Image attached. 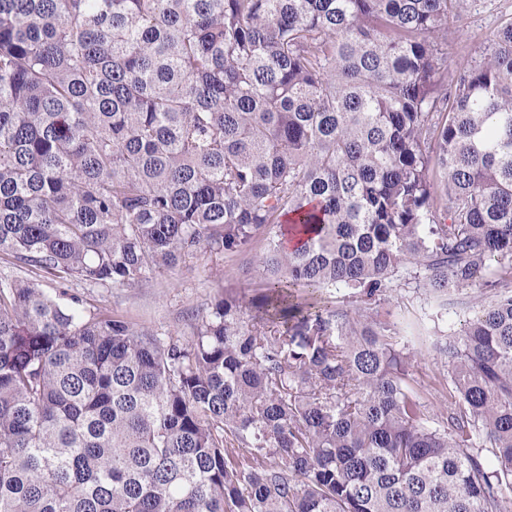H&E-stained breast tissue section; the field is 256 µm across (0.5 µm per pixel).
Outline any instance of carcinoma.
I'll list each match as a JSON object with an SVG mask.
<instances>
[{"label":"carcinoma","mask_w":512,"mask_h":512,"mask_svg":"<svg viewBox=\"0 0 512 512\" xmlns=\"http://www.w3.org/2000/svg\"><path fill=\"white\" fill-rule=\"evenodd\" d=\"M480 0H0V254L136 287L261 237L189 343L0 287V512H503L512 20ZM426 409L392 288L442 308ZM512 14V0H487L461 19L448 20V58L452 66L478 57L493 33ZM485 288L481 284H476L460 294L452 296V300H448V306L443 310L442 320L439 321V329L448 334L450 331L460 328V321L463 320V311L461 310V302H468L481 293L485 292Z\"/></svg>","instance_id":"cac0c4a2"}]
</instances>
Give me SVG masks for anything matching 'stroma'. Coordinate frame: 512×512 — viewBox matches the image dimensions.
Wrapping results in <instances>:
<instances>
[{"instance_id": "1", "label": "stroma", "mask_w": 512, "mask_h": 512, "mask_svg": "<svg viewBox=\"0 0 512 512\" xmlns=\"http://www.w3.org/2000/svg\"><path fill=\"white\" fill-rule=\"evenodd\" d=\"M509 19H512V0H485L484 5L468 16L449 20V60L464 64L478 57L493 33ZM240 264V257L199 248L185 253L175 267L150 274L135 288L76 279L67 282L66 288L83 298L86 305L107 308L135 327L154 331L166 339L187 342L198 319L206 315L222 291L234 290L242 307H249L258 291L257 281L254 276L243 274ZM483 291L482 285H474L454 295L441 312L432 298L411 288L390 290L384 298V308L422 324L421 336L410 338L409 345L415 353L412 371L432 416L447 413L441 388L434 381L444 363L430 349L433 332L458 329L463 318L462 303Z\"/></svg>"}]
</instances>
